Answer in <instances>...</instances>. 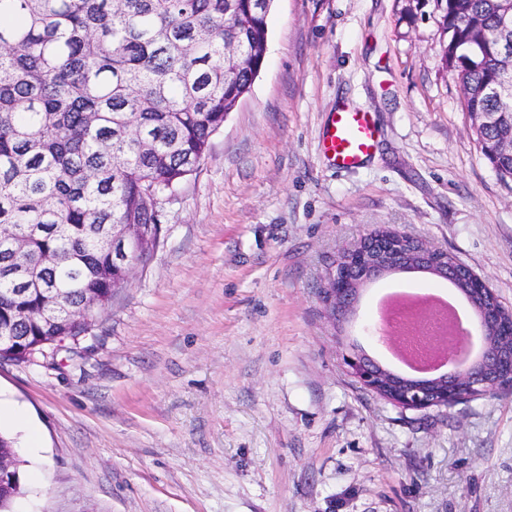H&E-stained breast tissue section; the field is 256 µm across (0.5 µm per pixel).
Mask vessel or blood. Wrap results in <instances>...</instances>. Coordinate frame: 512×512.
Returning <instances> with one entry per match:
<instances>
[{
  "label": "vessel or blood",
  "instance_id": "obj_1",
  "mask_svg": "<svg viewBox=\"0 0 512 512\" xmlns=\"http://www.w3.org/2000/svg\"><path fill=\"white\" fill-rule=\"evenodd\" d=\"M378 136L372 113L344 105L332 112L323 129L322 152L336 169L352 170L368 159Z\"/></svg>",
  "mask_w": 512,
  "mask_h": 512
}]
</instances>
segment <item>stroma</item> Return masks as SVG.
Instances as JSON below:
<instances>
[{"mask_svg": "<svg viewBox=\"0 0 512 512\" xmlns=\"http://www.w3.org/2000/svg\"><path fill=\"white\" fill-rule=\"evenodd\" d=\"M432 0H275L249 95L162 210V240L79 341L0 360L14 512H512V391L396 408L344 355L387 361L372 309L330 324L322 277L381 225L448 250L512 306V180L440 62ZM380 129L363 167L321 153L337 105Z\"/></svg>", "mask_w": 512, "mask_h": 512, "instance_id": "1", "label": "stroma"}]
</instances>
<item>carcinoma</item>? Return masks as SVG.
<instances>
[{"mask_svg":"<svg viewBox=\"0 0 512 512\" xmlns=\"http://www.w3.org/2000/svg\"><path fill=\"white\" fill-rule=\"evenodd\" d=\"M434 2L443 67L464 112L502 113L473 134L512 179L493 146L512 125L492 93L512 42L501 0ZM268 18L253 0H0L1 359L80 335L98 314L85 300L112 302L127 282L112 225L133 218L161 236L147 199L198 170L264 64ZM0 458L20 474L4 435Z\"/></svg>","mask_w":512,"mask_h":512,"instance_id":"obj_1","label":"carcinoma"}]
</instances>
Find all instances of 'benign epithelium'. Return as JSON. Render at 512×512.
I'll list each match as a JSON object with an SVG mask.
<instances>
[{
    "mask_svg": "<svg viewBox=\"0 0 512 512\" xmlns=\"http://www.w3.org/2000/svg\"><path fill=\"white\" fill-rule=\"evenodd\" d=\"M143 233V227L133 223L112 229L113 254L130 275L142 265L136 245ZM394 272L428 273L464 287L480 328L482 348L448 372L413 381L353 350L344 360L358 382L385 402L415 410L450 407L512 390V308L493 309L479 303V296L496 292L445 249L397 228L379 227L360 236L333 261L319 287L320 301L331 318L339 319L354 307L360 288Z\"/></svg>",
    "mask_w": 512,
    "mask_h": 512,
    "instance_id": "obj_1",
    "label": "benign epithelium"
}]
</instances>
